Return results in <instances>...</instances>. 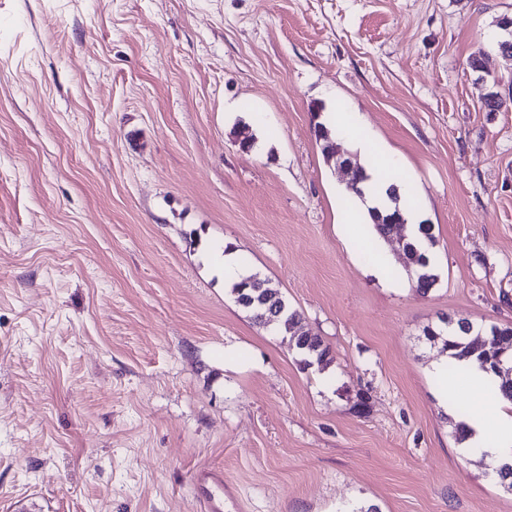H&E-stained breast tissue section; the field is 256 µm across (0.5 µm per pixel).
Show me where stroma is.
<instances>
[{
	"instance_id": "obj_1",
	"label": "stroma",
	"mask_w": 512,
	"mask_h": 512,
	"mask_svg": "<svg viewBox=\"0 0 512 512\" xmlns=\"http://www.w3.org/2000/svg\"><path fill=\"white\" fill-rule=\"evenodd\" d=\"M505 18L512 0H0V512H202L204 469L224 512H512L459 453L470 403L443 410L424 336L512 324V109L483 107L512 81ZM315 104L412 187L428 292L348 222ZM229 243L331 364L300 369L236 304Z\"/></svg>"
}]
</instances>
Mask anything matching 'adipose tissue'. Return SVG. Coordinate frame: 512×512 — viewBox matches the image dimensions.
<instances>
[{"label":"adipose tissue","instance_id":"1","mask_svg":"<svg viewBox=\"0 0 512 512\" xmlns=\"http://www.w3.org/2000/svg\"><path fill=\"white\" fill-rule=\"evenodd\" d=\"M452 368L456 369L459 385L467 390L471 403L465 418L468 437L463 443L464 453L484 458L492 470L512 464V402L499 395L496 374L473 360L453 365L444 359L436 361L430 373L440 399L448 397V371Z\"/></svg>","mask_w":512,"mask_h":512}]
</instances>
